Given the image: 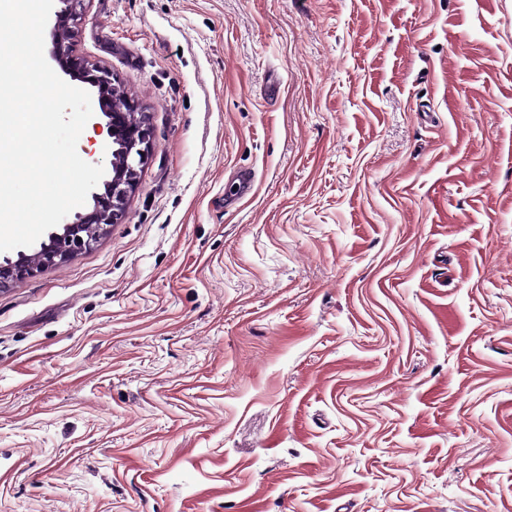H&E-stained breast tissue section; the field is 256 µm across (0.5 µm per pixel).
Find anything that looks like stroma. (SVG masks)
<instances>
[{
    "instance_id": "obj_1",
    "label": "stroma",
    "mask_w": 512,
    "mask_h": 512,
    "mask_svg": "<svg viewBox=\"0 0 512 512\" xmlns=\"http://www.w3.org/2000/svg\"><path fill=\"white\" fill-rule=\"evenodd\" d=\"M86 7L153 135L0 288V512H512V0Z\"/></svg>"
}]
</instances>
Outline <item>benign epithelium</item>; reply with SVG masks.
<instances>
[{
  "instance_id": "obj_1",
  "label": "benign epithelium",
  "mask_w": 512,
  "mask_h": 512,
  "mask_svg": "<svg viewBox=\"0 0 512 512\" xmlns=\"http://www.w3.org/2000/svg\"><path fill=\"white\" fill-rule=\"evenodd\" d=\"M55 13L50 57L59 71L97 89V101L106 132L116 149L112 154L121 163L111 167L113 175L104 181V193H93V207L77 212L73 218L48 234L47 240L31 254L23 251L17 258L0 260V288L20 281L34 270L63 263L93 246L102 232L118 223L125 212L128 197L137 184L141 168L148 158L151 128L147 119L138 113L137 104L127 100L120 105L113 97L111 72L93 68L74 55L69 34L84 18L87 0H58Z\"/></svg>"
}]
</instances>
